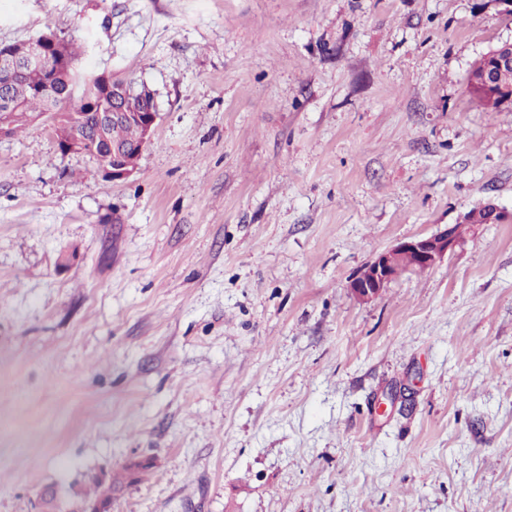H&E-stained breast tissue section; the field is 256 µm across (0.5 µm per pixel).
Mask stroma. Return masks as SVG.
Instances as JSON below:
<instances>
[{
    "instance_id": "obj_1",
    "label": "stroma",
    "mask_w": 512,
    "mask_h": 512,
    "mask_svg": "<svg viewBox=\"0 0 512 512\" xmlns=\"http://www.w3.org/2000/svg\"><path fill=\"white\" fill-rule=\"evenodd\" d=\"M161 121L113 181L0 138V512H512V0H0ZM494 204L361 302L396 243ZM489 60V65L485 68V57L475 63L473 72L469 77V85L474 91H494L497 84L498 73L504 69H512V42L503 43L490 50L485 55ZM483 68V69H482ZM482 69V70H481ZM480 70V71H479ZM478 71V72H477ZM497 88L499 95L496 98L487 93H472L487 107L492 110H500L512 107V100H504L512 94V71L508 70L499 75ZM151 465L149 463L140 464L136 470L130 471L127 468L123 469V475L120 479H113L111 484L105 488L100 496H96L92 503H108L111 504L112 501V492L123 484H134L140 481V475L143 471L149 469Z\"/></svg>"
}]
</instances>
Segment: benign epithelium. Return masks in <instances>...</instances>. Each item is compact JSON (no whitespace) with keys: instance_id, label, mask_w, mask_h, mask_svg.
<instances>
[{"instance_id":"obj_1","label":"benign epithelium","mask_w":512,"mask_h":512,"mask_svg":"<svg viewBox=\"0 0 512 512\" xmlns=\"http://www.w3.org/2000/svg\"><path fill=\"white\" fill-rule=\"evenodd\" d=\"M56 49V38L52 33H45L37 38L0 50V137L10 131L8 112L11 110L6 85L13 79L22 77L32 68H41L46 72L44 83L38 88L39 93L51 100L64 102L67 100L65 90L58 82V70L62 58L53 55ZM486 57L489 65L473 73L469 77V85L474 91L490 92L495 90L498 73L504 69H512V42L503 43L490 50ZM123 95L122 89L112 87V111L97 113V124L102 127L114 124L136 122L139 124L142 138L141 146H146L159 125L161 115L158 112L130 113L122 112L117 101ZM41 124H47L60 150L80 152L84 150V142L70 125L55 121L48 114L37 118ZM107 160L101 168L112 179H126L134 174L135 167L124 160V148L112 145L102 149ZM500 214L495 206H484L468 212L463 221L450 224L445 229L430 236L404 240L378 254L362 270L353 276L348 284L351 294L360 301H369L379 296L388 285L409 270L419 268L430 269L440 263L448 253L465 238L470 226L481 223L490 224L493 217Z\"/></svg>"}]
</instances>
